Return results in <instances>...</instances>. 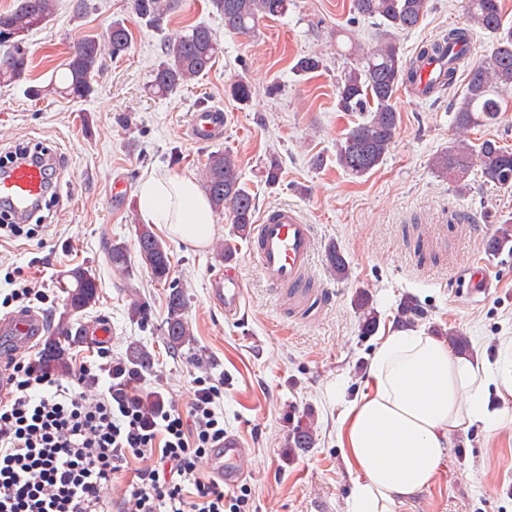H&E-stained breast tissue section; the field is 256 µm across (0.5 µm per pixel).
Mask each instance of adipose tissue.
Returning a JSON list of instances; mask_svg holds the SVG:
<instances>
[{
  "instance_id": "adipose-tissue-1",
  "label": "adipose tissue",
  "mask_w": 512,
  "mask_h": 512,
  "mask_svg": "<svg viewBox=\"0 0 512 512\" xmlns=\"http://www.w3.org/2000/svg\"><path fill=\"white\" fill-rule=\"evenodd\" d=\"M137 206L146 223L165 225L201 246L213 234L211 204L188 173L143 177ZM370 387L342 416L341 439L357 479L350 512H393L398 497L427 486L448 453V434L473 422L496 428L506 411L485 398L492 374L423 331L385 336L372 357Z\"/></svg>"
}]
</instances>
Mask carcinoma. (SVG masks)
I'll return each mask as SVG.
<instances>
[{
	"label": "carcinoma",
	"instance_id": "cac0c4a2",
	"mask_svg": "<svg viewBox=\"0 0 512 512\" xmlns=\"http://www.w3.org/2000/svg\"><path fill=\"white\" fill-rule=\"evenodd\" d=\"M428 3L429 0H353V12L380 21L381 32L374 47L367 50L354 47L353 62L336 87L339 111L369 113L366 121L348 129L336 144V163L352 177L367 175L381 165L390 152L399 126V114L393 101L399 88L414 84L420 77L421 67L417 63H438L434 80L425 85V95L432 96L451 87L460 64L467 59L475 29L487 33L492 49L483 60L467 65L465 100L453 117L458 131H468L480 119L487 123L495 121L500 108L499 93L512 90V27L502 23L500 0H464L468 25L451 27L423 44L413 60L401 55L397 35L416 29L428 10ZM179 4L180 0H132V13L139 24L160 29ZM209 4L224 21L226 32L249 34L255 32L259 21L286 14L291 0H209ZM54 12L53 0H18L15 8L0 12V37L6 32L15 37L13 43L7 45V51L0 54V86L26 79L29 68L26 39L32 31L46 25ZM130 43L127 20H113L105 39L86 36L73 46L59 83L45 90L33 86L31 94L38 97L47 91L73 99L88 98L93 93L92 76L100 69L105 56L116 59L125 55ZM220 52L214 33L206 25H195L180 36L165 40L160 60L151 73L149 90L164 97L204 77ZM228 95L246 108L253 101L254 87L244 78H234L228 84ZM432 166L436 172L454 177L460 191L468 187L466 178L476 166L484 182L512 186V149L496 140L486 139L478 145L460 140L438 153ZM263 177L270 186L279 183L281 164L276 155L267 158ZM203 188L214 211L229 216L233 224L232 236L248 237L254 224L256 201L241 182L237 157L232 152L224 150L208 155ZM499 224L501 227L496 234L485 242L489 253L512 245V215L502 217ZM135 249L139 266L149 270L158 283L170 288L164 335L168 348L178 351L193 342V334L185 318L187 298L183 286L172 279L170 249L147 224L138 226ZM106 253L113 268L129 272L131 259L125 244L114 242L107 246ZM326 258L336 274H346V259L336 246L328 247ZM60 286L66 293L65 311L52 326L43 353L58 370L66 367L63 343H78L87 333L74 316L95 306L99 299L96 276L85 266L66 271ZM130 298L129 318L140 324L146 322L140 294L133 291ZM352 307L358 314L361 334L373 335L379 326V313L370 295L365 291L357 292ZM423 316L422 306L415 298L407 296L400 302L395 320L397 325L406 327ZM441 335L448 337V344L456 353H469V337L452 329L441 331ZM154 361L155 356L146 347L133 343L118 371H147ZM316 443L317 437L309 423L298 424L288 432V447L296 451L306 452Z\"/></svg>",
	"mask_w": 512,
	"mask_h": 512
}]
</instances>
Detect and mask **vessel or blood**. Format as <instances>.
Returning a JSON list of instances; mask_svg holds the SVG:
<instances>
[{"mask_svg": "<svg viewBox=\"0 0 512 512\" xmlns=\"http://www.w3.org/2000/svg\"><path fill=\"white\" fill-rule=\"evenodd\" d=\"M192 139L205 142L223 137L224 124L215 110L196 112L190 127ZM44 172L40 165L17 160L0 175V199L11 204L17 216L28 214L44 193ZM313 228L293 209L283 207L265 213L254 224L250 235V254L268 284L274 289L299 288L306 283V273L313 255ZM210 298L225 314L233 315L245 299L243 282L234 265L211 280ZM0 329L16 339L33 343L43 330V320L33 313H18L0 321ZM253 451L242 447L238 439L225 437L208 455L205 465L225 487L236 488L250 474Z\"/></svg>", "mask_w": 512, "mask_h": 512, "instance_id": "b4317fda", "label": "vessel or blood"}]
</instances>
